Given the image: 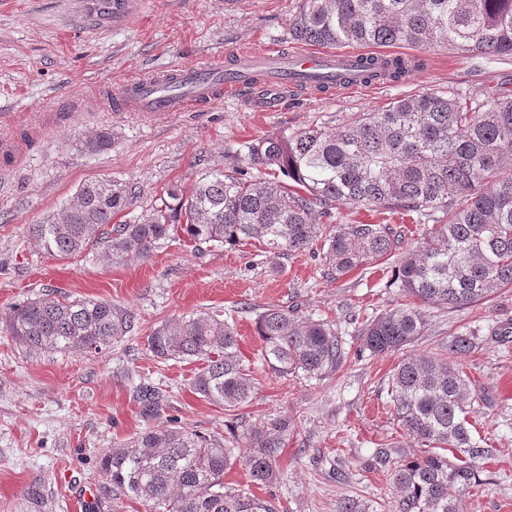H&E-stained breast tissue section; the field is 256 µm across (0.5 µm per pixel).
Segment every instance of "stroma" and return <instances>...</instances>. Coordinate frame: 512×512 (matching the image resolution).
Here are the masks:
<instances>
[{"label":"stroma","instance_id":"obj_1","mask_svg":"<svg viewBox=\"0 0 512 512\" xmlns=\"http://www.w3.org/2000/svg\"><path fill=\"white\" fill-rule=\"evenodd\" d=\"M300 0H125L104 13L101 0H0V317L30 298H96L130 311L135 329L109 351L29 353L0 332V512H136L114 508L99 470L102 454L159 421L210 435L233 450L224 483L251 487L247 458L262 427L288 421L277 453L276 481L254 489L283 512H336L355 496L393 512L386 477L367 471L376 448L420 447L396 419L387 381L402 355L349 359L323 377L278 378L262 364L256 322L278 305L301 320L334 324L346 346L366 319L401 297L388 285L390 261L341 279L327 273L322 246L274 258L253 239L231 248H191L170 238L148 257L107 260L92 247L75 257L43 252L26 227L57 213L84 182L108 178L129 191L118 222L161 206L169 188L242 157L244 144L276 132L333 130L360 113L382 110L421 92L512 89V58L485 59L446 50L399 82L316 99L286 91L277 111L256 112L224 99L157 117L119 112L112 92L123 79L210 63L240 48L298 49L289 25ZM112 130V144L90 155L81 141ZM338 223L390 222L403 248L428 237L412 217L340 205ZM231 316L242 359L255 377L251 400L234 413L192 391L194 360L163 361L147 345L151 331L203 313ZM425 336L413 352L462 332L480 335L461 364L483 401L467 416L471 436L490 454L478 462L481 482L467 512H512V335L493 329L512 321V289L460 308L429 307ZM161 391L160 414L145 411L141 384ZM252 488V487H251Z\"/></svg>","mask_w":512,"mask_h":512}]
</instances>
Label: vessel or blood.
Masks as SVG:
<instances>
[{
  "instance_id": "1",
  "label": "vessel or blood",
  "mask_w": 512,
  "mask_h": 512,
  "mask_svg": "<svg viewBox=\"0 0 512 512\" xmlns=\"http://www.w3.org/2000/svg\"><path fill=\"white\" fill-rule=\"evenodd\" d=\"M354 53L238 51L223 63H210L178 74L141 76L126 81L116 97L120 109L137 112H183L223 95L248 99L259 111H276L283 87L303 91L325 84L328 92L361 86L351 76Z\"/></svg>"
}]
</instances>
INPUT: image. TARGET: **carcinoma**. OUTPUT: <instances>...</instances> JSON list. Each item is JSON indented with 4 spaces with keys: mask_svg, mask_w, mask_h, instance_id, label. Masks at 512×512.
<instances>
[{
    "mask_svg": "<svg viewBox=\"0 0 512 512\" xmlns=\"http://www.w3.org/2000/svg\"><path fill=\"white\" fill-rule=\"evenodd\" d=\"M293 38L311 45L443 48L481 57L512 56V0H300L290 23ZM412 60L400 55L357 68L366 82L398 81ZM106 127L81 142L89 154L107 150ZM248 164L270 168L262 180L243 165L211 172L188 188L167 191L176 201L132 224L112 219L127 206L128 190L110 180L82 183L74 199L28 234L50 256H77L101 246L109 260L146 257L180 230L195 245L233 247L243 239L278 258L322 242L329 274L338 280L371 261L394 259L389 286L405 302L358 330L359 349L376 356L404 350L427 331L416 306L464 307L512 288V92L479 95L413 94L382 110L326 131L319 127L271 134L247 145ZM354 203L414 213L442 214L422 245L402 250L388 224H336L334 210ZM16 343L36 354H100L132 331L133 317L98 299L34 298L13 306L0 322ZM268 369L279 377H321L347 358L333 325L299 321L278 306L257 320ZM477 333L452 335L422 356L403 358L388 379L397 420L425 449L391 463L376 448L371 468L387 476L395 512H464L478 485L477 459L489 450L473 442L467 415L475 402L457 357L476 349ZM161 360L203 362L191 387L208 402L234 412L248 403L255 381L239 355L234 324L206 313L148 336ZM278 423L259 434L246 460L251 482L275 480ZM232 449L166 421L105 451L99 469L115 499L130 498L144 512H278L250 490L224 485ZM336 512H374L344 497Z\"/></svg>",
    "mask_w": 512,
    "mask_h": 512,
    "instance_id": "obj_1",
    "label": "carcinoma"
}]
</instances>
